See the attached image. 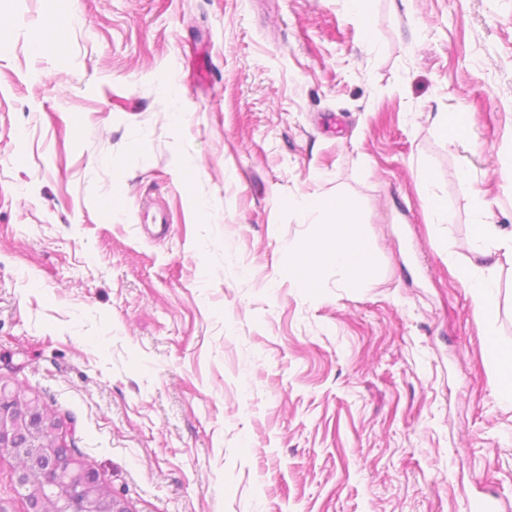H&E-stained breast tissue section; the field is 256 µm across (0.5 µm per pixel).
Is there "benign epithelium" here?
I'll return each instance as SVG.
<instances>
[{"mask_svg": "<svg viewBox=\"0 0 512 512\" xmlns=\"http://www.w3.org/2000/svg\"><path fill=\"white\" fill-rule=\"evenodd\" d=\"M61 448L59 421L20 385L0 380V457L15 459L28 512H127L90 463Z\"/></svg>", "mask_w": 512, "mask_h": 512, "instance_id": "benign-epithelium-1", "label": "benign epithelium"}]
</instances>
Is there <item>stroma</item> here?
<instances>
[{
    "label": "stroma",
    "mask_w": 512,
    "mask_h": 512,
    "mask_svg": "<svg viewBox=\"0 0 512 512\" xmlns=\"http://www.w3.org/2000/svg\"><path fill=\"white\" fill-rule=\"evenodd\" d=\"M367 7L0 0V377L127 512L512 506L485 357L512 348V260L492 323L449 266L469 183L512 225V0ZM448 109L469 142L438 136ZM307 192L375 241L363 287L290 276L320 237L288 208ZM436 120L438 135L448 140L449 144L470 140L473 127L472 113L448 110V112H439ZM418 179L421 187L425 190V200L428 211L436 224L447 223L448 219V200L438 194L435 190V177L433 172L424 166L418 170Z\"/></svg>",
    "instance_id": "obj_1"
}]
</instances>
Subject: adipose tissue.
I'll use <instances>...</instances> for the list:
<instances>
[{
  "instance_id": "adipose-tissue-1",
  "label": "adipose tissue",
  "mask_w": 512,
  "mask_h": 512,
  "mask_svg": "<svg viewBox=\"0 0 512 512\" xmlns=\"http://www.w3.org/2000/svg\"><path fill=\"white\" fill-rule=\"evenodd\" d=\"M288 206L302 223L320 225L324 235L317 249L289 254V270L299 286L314 287V271L323 264L335 266L350 275L355 285H362L375 266L377 247L364 233L351 203L341 196L313 192L289 199ZM472 243L483 257L498 252L512 254V229L495 223L493 209L484 200L478 201L474 212ZM451 267L482 320L493 321L500 309V289L493 267L472 261H455Z\"/></svg>"
}]
</instances>
